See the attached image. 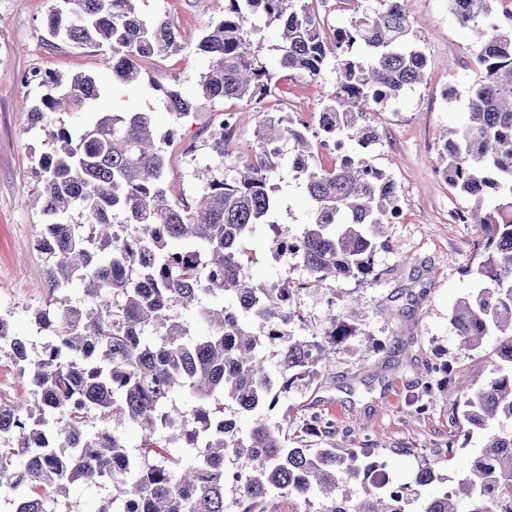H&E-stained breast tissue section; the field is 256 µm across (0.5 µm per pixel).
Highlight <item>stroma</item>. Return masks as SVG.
<instances>
[{
	"label": "stroma",
	"instance_id": "obj_1",
	"mask_svg": "<svg viewBox=\"0 0 512 512\" xmlns=\"http://www.w3.org/2000/svg\"><path fill=\"white\" fill-rule=\"evenodd\" d=\"M54 2L0 0V315L36 347L44 337L37 333L31 312L47 301L50 291L44 261L34 247L44 217L35 203L29 170L33 154L43 145L38 135L26 131L23 111L43 93L37 75L89 74L104 88L99 111L152 113L155 129L174 137L166 179L175 197L197 186L196 171L213 162L208 134L217 114L243 113L233 142L245 151L266 111L298 113L316 121L336 86L330 68L316 78L285 72L261 102L204 101L196 112L178 119L152 86L193 93L192 79L204 67L196 45L204 29L221 16L224 0H139L142 14L168 17L178 27L183 49L145 63L141 81L130 84L103 67L108 48H79L50 37L46 18ZM406 8L427 56L428 74L397 104L372 115L381 139L371 157L400 189L402 213L385 228L394 247L377 253L374 277L315 283L292 297L301 316L296 332L321 326L332 308L373 349L364 361L347 345H337L327 383L296 382L271 414L272 420H287L293 431L314 413L333 418L348 447L372 449L390 476L402 482L424 465L442 477H455L480 445L476 432L454 460L440 455L449 440L463 437L451 421L453 394L439 392L425 414H409L406 401L420 393L425 363H450L482 376L491 369L488 356L461 351L449 330L452 306L473 286L465 268L476 254L479 233L473 225L453 221L451 214L463 200L433 164L448 130L467 118L469 97L480 78V42L473 27L459 23L449 0H407ZM272 182L281 198V231L295 236L310 218L304 181L286 171L273 175ZM246 250L243 272L254 281L281 278L293 284L304 276L294 262L272 258L263 242H248ZM412 291L420 295L414 313L394 315L395 298Z\"/></svg>",
	"mask_w": 512,
	"mask_h": 512
}]
</instances>
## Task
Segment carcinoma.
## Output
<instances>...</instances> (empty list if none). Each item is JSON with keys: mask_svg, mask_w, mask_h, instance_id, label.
<instances>
[{"mask_svg": "<svg viewBox=\"0 0 512 512\" xmlns=\"http://www.w3.org/2000/svg\"><path fill=\"white\" fill-rule=\"evenodd\" d=\"M139 0H57L47 16L54 38L111 48L105 64L124 83L142 64L179 54L178 28L142 15ZM462 24L487 21L478 61L482 78L468 102V123L450 131L435 165L461 195L465 224L483 230V259L467 273L477 287L459 301L449 325L463 349L491 348L492 376L479 382L447 365L426 368L422 393L408 401L422 414L434 395L455 384L453 419L465 435L485 432L457 487L423 495L437 481L420 468L409 483H369L382 464L365 448L337 451L336 424L314 416L299 432L269 412L296 379L322 382L330 348L356 329L329 310L325 331L298 336L291 324L288 280L253 282L242 273L241 249L264 239L281 255L271 229L280 228L271 174L287 152L303 176L311 216L294 238V258L315 282L360 278L387 246L382 229L400 210L394 178L368 158L380 141L371 113L419 83L428 59L413 35L405 0L331 27L326 0H224L223 15L197 44L205 68L196 94L152 85L181 118L198 101L263 96L276 73L251 37L255 16L281 29L279 65L310 78L334 63L336 91L309 124L299 115L268 112L235 174L224 158L237 116L224 114L214 141L218 161L201 189L168 197L171 135L157 136L149 112H102L86 127L57 124L65 106L77 110L103 93L96 79L53 73L24 111L26 130L43 132L48 149L34 156L36 200L46 222L37 236L50 292L79 283L84 307L58 297L32 317L47 342L38 353L0 316V360L9 361L28 395L0 406V493L15 512H260L274 496L293 498L305 512H499L512 497V19H497L499 0H450ZM358 152H347V144ZM336 152L325 164L320 152ZM79 210L83 222L69 218ZM195 246L172 250L168 243ZM189 311L208 332L184 320ZM444 376H439V372ZM180 392L184 404L174 402ZM241 415L250 418L243 429ZM140 432L130 447L119 428ZM109 484L87 509L71 499L79 481ZM350 485L363 488L352 497Z\"/></svg>", "mask_w": 512, "mask_h": 512, "instance_id": "carcinoma-1", "label": "carcinoma"}]
</instances>
